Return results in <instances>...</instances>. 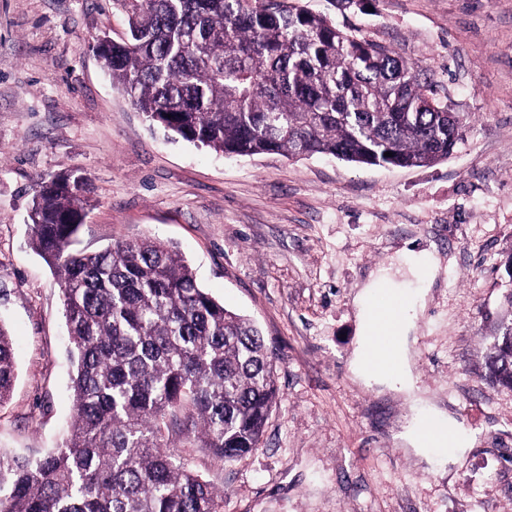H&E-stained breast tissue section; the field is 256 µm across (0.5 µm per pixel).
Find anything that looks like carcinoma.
Returning <instances> with one entry per match:
<instances>
[{
	"instance_id": "obj_1",
	"label": "carcinoma",
	"mask_w": 512,
	"mask_h": 512,
	"mask_svg": "<svg viewBox=\"0 0 512 512\" xmlns=\"http://www.w3.org/2000/svg\"><path fill=\"white\" fill-rule=\"evenodd\" d=\"M117 2L129 35L104 57L112 82L197 146L410 168L463 139L437 82L325 16L277 0ZM87 192V178L62 170L33 196L30 245L62 287L73 417L41 458L0 453V512H222L224 495L175 459L166 431L226 463L254 452L277 395L274 357L173 246L71 250ZM486 376L512 389V317L494 327ZM15 378L0 323V405Z\"/></svg>"
}]
</instances>
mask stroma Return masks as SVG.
Masks as SVG:
<instances>
[{"mask_svg": "<svg viewBox=\"0 0 512 512\" xmlns=\"http://www.w3.org/2000/svg\"><path fill=\"white\" fill-rule=\"evenodd\" d=\"M397 51L434 78L463 140L430 167L329 157H227L153 125L117 87L96 38L126 39L112 0H0V322L17 378L0 452L39 458L72 417L74 366L57 273L28 245L39 178L86 176L74 249L172 244L199 285L250 318L275 357L278 396L257 451L225 463L170 434L224 490V512H512V390L484 354L512 273V0H290ZM439 266L413 333L420 396L470 434L439 465L406 431L402 393L350 370L356 297L372 272L405 287L408 242Z\"/></svg>", "mask_w": 512, "mask_h": 512, "instance_id": "1", "label": "stroma"}]
</instances>
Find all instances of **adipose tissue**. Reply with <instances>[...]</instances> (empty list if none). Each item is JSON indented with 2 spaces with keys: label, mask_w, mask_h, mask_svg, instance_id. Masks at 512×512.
Instances as JSON below:
<instances>
[{
  "label": "adipose tissue",
  "mask_w": 512,
  "mask_h": 512,
  "mask_svg": "<svg viewBox=\"0 0 512 512\" xmlns=\"http://www.w3.org/2000/svg\"><path fill=\"white\" fill-rule=\"evenodd\" d=\"M387 288L399 293L402 283L396 282L387 272L371 275L357 296L360 320V336L355 356L350 366L355 376L366 385H378L389 389L413 393L415 380L412 371V343L410 333L414 327L417 310L423 305V293L416 292L410 297V305L397 324L396 331V367L392 370L370 368L368 358V336L376 331V320L370 308V299L378 288Z\"/></svg>",
  "instance_id": "ef3b65f1"
}]
</instances>
